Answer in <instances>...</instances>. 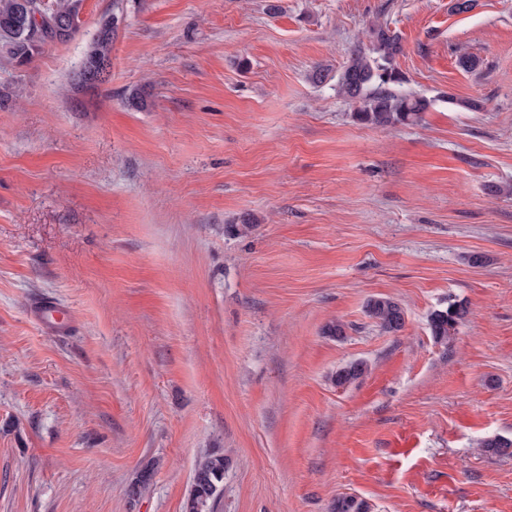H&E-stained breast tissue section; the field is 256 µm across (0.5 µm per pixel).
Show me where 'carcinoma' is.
Segmentation results:
<instances>
[{"mask_svg":"<svg viewBox=\"0 0 512 512\" xmlns=\"http://www.w3.org/2000/svg\"><path fill=\"white\" fill-rule=\"evenodd\" d=\"M82 0H52L44 15L47 22L35 27L22 15L20 0H0V52L19 66L28 64L49 43H66L78 31ZM60 14L69 18L72 27L65 36L54 35L49 19ZM115 25L105 22L99 28L83 65L110 58ZM371 48L354 50L349 62L336 78V92L355 104L358 122L374 126L410 125L418 122L431 107L424 96L401 90L405 76L395 65L402 52L398 35L389 27L375 25L370 29ZM366 315L382 330L396 333L404 327V309L390 297H373L365 306ZM467 315L466 307L451 304L433 312L429 319L432 336L446 344L456 327ZM367 370L361 361L352 362L336 371L333 382L344 387ZM226 458L221 453H207L196 463L191 489L184 512H213L224 486ZM333 512H369V504L356 496L336 499Z\"/></svg>","mask_w":512,"mask_h":512,"instance_id":"cac0c4a2","label":"carcinoma"}]
</instances>
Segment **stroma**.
<instances>
[{
  "instance_id": "35a3bbf8",
  "label": "stroma",
  "mask_w": 512,
  "mask_h": 512,
  "mask_svg": "<svg viewBox=\"0 0 512 512\" xmlns=\"http://www.w3.org/2000/svg\"><path fill=\"white\" fill-rule=\"evenodd\" d=\"M277 1L83 0L71 41L0 56V512H184L211 452L213 512H512L482 446L512 439V0ZM114 15L109 81L73 91ZM376 24L418 124L336 93ZM366 315L382 330L396 333L404 327V309L390 297H373L365 306ZM468 311L462 305L451 304L445 310L434 311L429 319L432 336L439 343H448L455 335L456 327ZM226 458L208 453L196 463L184 512H212L224 486Z\"/></svg>"
}]
</instances>
